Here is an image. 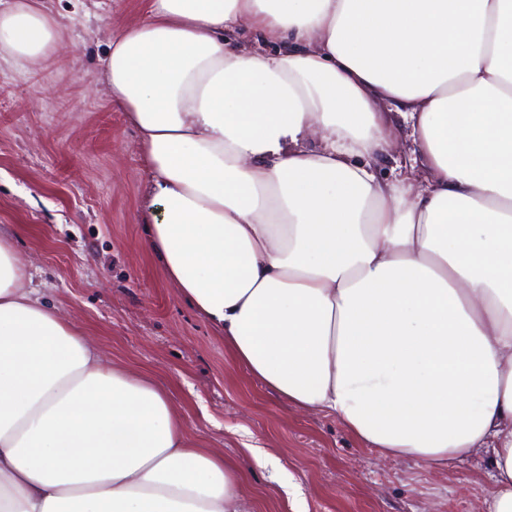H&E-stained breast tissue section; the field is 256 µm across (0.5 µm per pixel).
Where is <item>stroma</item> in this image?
I'll return each mask as SVG.
<instances>
[{
  "label": "stroma",
  "instance_id": "stroma-1",
  "mask_svg": "<svg viewBox=\"0 0 512 512\" xmlns=\"http://www.w3.org/2000/svg\"><path fill=\"white\" fill-rule=\"evenodd\" d=\"M67 28L57 58L0 66V228L43 301L83 325L104 358L153 377L190 434L244 460L253 512H482L484 456L432 470L380 456L335 416L305 412L253 380L169 282L139 219L150 169L138 134L95 79L117 21L146 0H49ZM377 167L419 169L409 125ZM279 459L260 468L249 447Z\"/></svg>",
  "mask_w": 512,
  "mask_h": 512
}]
</instances>
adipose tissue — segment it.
<instances>
[{
  "label": "adipose tissue",
  "instance_id": "ef3b65f1",
  "mask_svg": "<svg viewBox=\"0 0 512 512\" xmlns=\"http://www.w3.org/2000/svg\"><path fill=\"white\" fill-rule=\"evenodd\" d=\"M65 41L46 0H0V62ZM101 76L145 245L232 359L381 454H485L512 512V0H148ZM385 104L418 182L375 173ZM29 280L0 231V512H248L241 465Z\"/></svg>",
  "mask_w": 512,
  "mask_h": 512
}]
</instances>
